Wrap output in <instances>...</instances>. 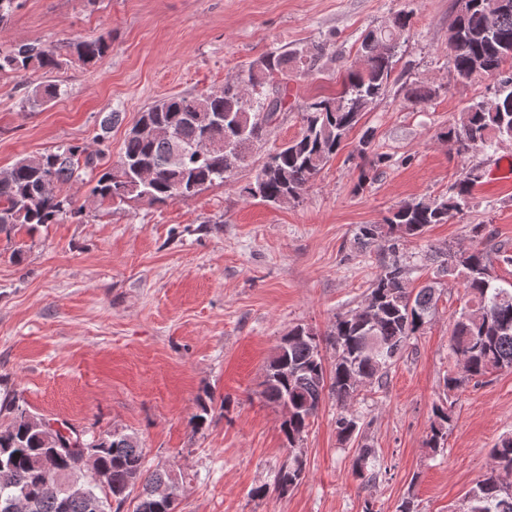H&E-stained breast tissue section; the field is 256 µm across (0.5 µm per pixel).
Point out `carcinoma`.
Wrapping results in <instances>:
<instances>
[{
    "mask_svg": "<svg viewBox=\"0 0 512 512\" xmlns=\"http://www.w3.org/2000/svg\"><path fill=\"white\" fill-rule=\"evenodd\" d=\"M461 6L448 29V58L458 78L490 76L496 80L489 107L479 101L465 106L459 119L440 132L448 149L458 155L490 149L501 137L512 138V0H458ZM412 15L401 12L385 30L369 31L358 50L362 68L346 70L341 91L334 97L307 103L301 112L298 136L263 158L254 179L243 187L248 199L277 204L286 196L297 201L316 176L336 156L342 142L360 121L363 112L385 94L394 73L401 40L411 29ZM109 45L105 38L73 43L85 60L102 57ZM297 53L270 54L250 65L248 83L253 96L244 98L241 82L229 80L220 93L173 96L140 113L139 120L162 127L166 135L146 138L127 134L119 160L100 168V157L78 144H66L53 152L27 155L0 170V234L11 236L42 224H56L66 217L80 218L84 205L57 193V185L91 173L88 198L103 204L145 200L165 204L195 196L203 188L222 183L247 165L250 150L262 140L264 127L288 111V81ZM61 66L56 44L25 43L0 47V75ZM57 94L53 85L36 86L24 104L33 111ZM182 154L171 157V143ZM482 178L474 165L447 194L401 205L383 224H362L357 244L370 248L381 241L387 253L364 300L354 310L336 316L327 333L334 352L326 367L318 334L297 325L288 335L298 340L276 346L262 382V395L271 405L288 399L291 414L281 431L288 443V464L276 476L274 491L286 494L302 480L305 465L295 448L316 416L324 395L336 400V433L348 443L361 435L360 417L352 409L363 385L380 384L406 352L410 340L430 320L438 301L437 288L429 284L414 292L408 288L412 267L403 260L402 246L423 237L433 224H446L468 204L471 189ZM480 245L448 246L436 268L441 277L462 281L467 296L452 321L450 351L459 371L445 378L454 391L476 378L503 369L512 370V283L501 284L494 263L512 266V245L482 234ZM10 423L0 426V512L24 504L26 512H121L130 492L140 489L135 512H178L181 488L167 501L152 496V489L170 480L167 470H149L137 437L107 431L91 439L76 433L71 449L60 453L48 445L43 418L12 402ZM425 447L441 448L453 422V404L435 405ZM91 448L101 484L77 467L79 449ZM492 464L464 498V512H512V490L503 489L502 474L512 473V437L491 449ZM382 465L375 449L358 448L353 475L363 485L376 482ZM60 476L67 486L56 494L45 488Z\"/></svg>",
    "mask_w": 512,
    "mask_h": 512,
    "instance_id": "cac0c4a2",
    "label": "carcinoma"
}]
</instances>
